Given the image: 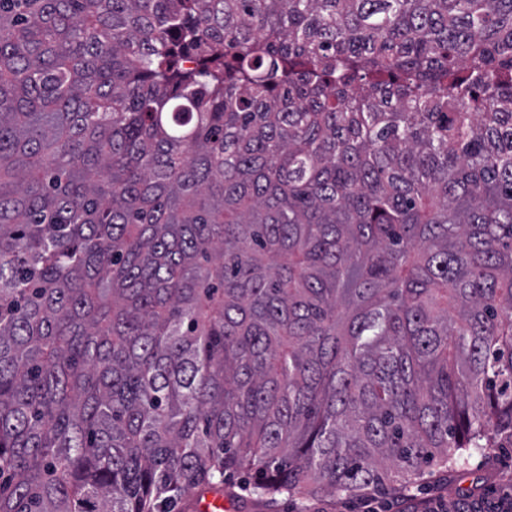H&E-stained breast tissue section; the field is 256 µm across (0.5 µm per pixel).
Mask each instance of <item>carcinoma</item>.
Wrapping results in <instances>:
<instances>
[{"label": "carcinoma", "instance_id": "carcinoma-1", "mask_svg": "<svg viewBox=\"0 0 512 512\" xmlns=\"http://www.w3.org/2000/svg\"><path fill=\"white\" fill-rule=\"evenodd\" d=\"M512 448V0H0V512L402 496Z\"/></svg>", "mask_w": 512, "mask_h": 512}]
</instances>
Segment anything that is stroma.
Masks as SVG:
<instances>
[{
    "label": "stroma",
    "mask_w": 512,
    "mask_h": 512,
    "mask_svg": "<svg viewBox=\"0 0 512 512\" xmlns=\"http://www.w3.org/2000/svg\"><path fill=\"white\" fill-rule=\"evenodd\" d=\"M231 483L235 495L224 498V512H363L367 506L372 512H423L424 501L431 494L451 502L465 494L474 501H491L512 490V452L494 449L486 457L475 453L451 470L441 460H434L411 485L407 501L380 494L362 500L342 494L309 500L283 494L268 507L245 490L242 477L232 478Z\"/></svg>",
    "instance_id": "1"
}]
</instances>
